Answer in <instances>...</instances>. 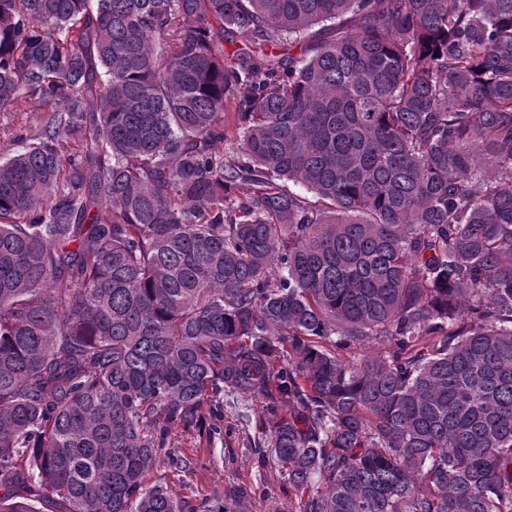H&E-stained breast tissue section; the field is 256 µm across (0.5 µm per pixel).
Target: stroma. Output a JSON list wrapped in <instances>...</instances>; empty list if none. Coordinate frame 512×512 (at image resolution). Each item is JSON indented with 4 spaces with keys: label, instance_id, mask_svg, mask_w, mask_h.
Instances as JSON below:
<instances>
[{
    "label": "stroma",
    "instance_id": "35a3bbf8",
    "mask_svg": "<svg viewBox=\"0 0 512 512\" xmlns=\"http://www.w3.org/2000/svg\"><path fill=\"white\" fill-rule=\"evenodd\" d=\"M46 113L28 108L0 112V157L12 153L18 134L38 130ZM262 400L235 393L224 398V416L197 430L172 431L170 443L190 460L180 470L161 459L152 477L164 481L184 512H301L299 494L269 460L256 429Z\"/></svg>",
    "mask_w": 512,
    "mask_h": 512
}]
</instances>
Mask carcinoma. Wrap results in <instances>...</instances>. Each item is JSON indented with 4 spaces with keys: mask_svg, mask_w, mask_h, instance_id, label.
Returning <instances> with one entry per match:
<instances>
[{
    "mask_svg": "<svg viewBox=\"0 0 512 512\" xmlns=\"http://www.w3.org/2000/svg\"><path fill=\"white\" fill-rule=\"evenodd\" d=\"M26 106L0 512H182L235 391L304 512H512V0H0Z\"/></svg>",
    "mask_w": 512,
    "mask_h": 512,
    "instance_id": "1",
    "label": "carcinoma"
}]
</instances>
